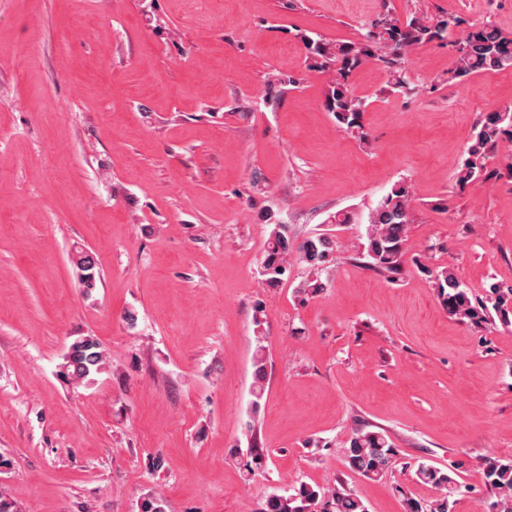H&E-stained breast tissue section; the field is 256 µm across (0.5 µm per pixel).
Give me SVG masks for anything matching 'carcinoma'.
I'll list each match as a JSON object with an SVG mask.
<instances>
[{"mask_svg": "<svg viewBox=\"0 0 512 512\" xmlns=\"http://www.w3.org/2000/svg\"><path fill=\"white\" fill-rule=\"evenodd\" d=\"M465 24L454 13L436 17L413 16L402 22L390 11L378 14L362 43L327 40L310 32L295 34L303 46L306 67L330 71L325 106L334 113L336 123L346 132L366 143L370 139L362 124L364 98L355 94L351 77L362 63L376 60L384 64L393 89L409 84L410 75L405 63L418 47L445 40L446 36ZM512 69V34L491 23L471 25L454 42V55L448 69V81L461 84L469 77ZM499 156V165L490 168L488 161ZM507 178L512 181V107L480 115L476 131L466 156L457 168L461 184ZM413 194L411 186L396 183L380 204L368 216L364 249L372 264L381 270L398 269L406 241L407 226L411 223ZM336 242L321 233L300 244L288 237V228L276 224L266 242L262 262L265 284L274 286L281 281L290 261L302 264L309 278L300 283L296 292L313 295L324 288L320 274L333 260ZM437 290L441 305L448 313L463 322L487 323L498 317L504 325H512V285L495 282L489 285L487 301H472L468 289L462 286L455 268L425 269ZM106 353L98 340L81 336L70 346L66 355V371L74 383H81L103 369ZM253 407L259 409L265 394L267 359L260 345L254 356ZM395 449L386 434L354 429L344 453L345 467L368 479H377L392 470ZM484 482L497 493L494 512H512V458H486L480 464ZM417 481L437 490V495L424 504L414 497L404 499L405 512H452L448 489L453 478L440 469L421 464L416 470ZM260 512H368L362 499L342 483L300 485L292 493L272 495Z\"/></svg>", "mask_w": 512, "mask_h": 512, "instance_id": "1", "label": "carcinoma"}]
</instances>
